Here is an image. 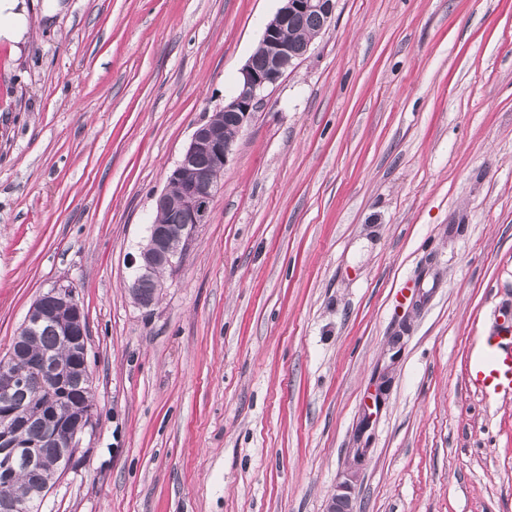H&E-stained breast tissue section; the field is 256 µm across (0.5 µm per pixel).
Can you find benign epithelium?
<instances>
[{"label":"benign epithelium","instance_id":"benign-epithelium-1","mask_svg":"<svg viewBox=\"0 0 512 512\" xmlns=\"http://www.w3.org/2000/svg\"><path fill=\"white\" fill-rule=\"evenodd\" d=\"M282 5L265 24L258 43L263 56V66L255 65L250 57L240 70L237 89L224 100L222 111L199 125L191 136L181 159L167 177V183L156 200V207L169 204L170 190L179 188L177 202L182 219L177 224L153 223L149 226L146 242L136 257L132 258L136 275L131 286L133 298L143 308L155 304L163 287L160 272H174L179 267L184 246L194 237L197 228L210 221L211 203L218 190L216 173L223 169L233 153L235 137L224 132V120L232 122L241 131L248 122L261 94L276 86L289 72L297 68L309 53L313 40L290 42L283 36L289 22L311 14L321 18L318 34H323L332 23L336 0H281ZM211 159L208 169H193L200 155ZM153 289L147 291L144 284ZM67 313L68 322L57 321L46 315L48 308ZM52 324L63 344L77 356V365L68 373L55 369L56 359L48 354L29 356L19 362L6 358L0 361L1 369H10L18 387L36 381L47 392L41 407L43 436L39 441L23 442L17 437L18 422L25 417L23 402L15 396V388H0V471L12 474L18 469L27 472L34 483L32 492L45 496L48 486L40 481L36 468L37 459L44 449L63 445L69 449L79 447L81 436L92 423L93 405L78 397L74 391L84 388L89 381L87 360V329L83 310L76 299L75 290L59 286L41 295L29 309L19 332L29 335ZM366 449L358 448L355 465L344 474L331 497L329 512H354L350 489L358 475V464L365 457Z\"/></svg>","mask_w":512,"mask_h":512}]
</instances>
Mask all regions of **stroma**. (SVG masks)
<instances>
[{
  "label": "stroma",
  "mask_w": 512,
  "mask_h": 512,
  "mask_svg": "<svg viewBox=\"0 0 512 512\" xmlns=\"http://www.w3.org/2000/svg\"><path fill=\"white\" fill-rule=\"evenodd\" d=\"M281 0H18L0 37V356L73 286L93 423L41 512H512V0H337L150 308L131 259ZM512 327H503L485 336L483 354L469 368L467 383L489 396L502 391L512 392ZM365 449H357L355 453V464L344 474L342 481L336 485L335 493L331 497L329 512H354L350 489L353 482H356L358 466L365 457Z\"/></svg>",
  "instance_id": "35a3bbf8"
}]
</instances>
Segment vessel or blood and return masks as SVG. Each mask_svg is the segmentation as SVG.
Instances as JSON below:
<instances>
[{"mask_svg": "<svg viewBox=\"0 0 512 512\" xmlns=\"http://www.w3.org/2000/svg\"><path fill=\"white\" fill-rule=\"evenodd\" d=\"M467 383L486 396L512 392V328L485 337L483 354L471 364Z\"/></svg>", "mask_w": 512, "mask_h": 512, "instance_id": "b4317fda", "label": "vessel or blood"}]
</instances>
